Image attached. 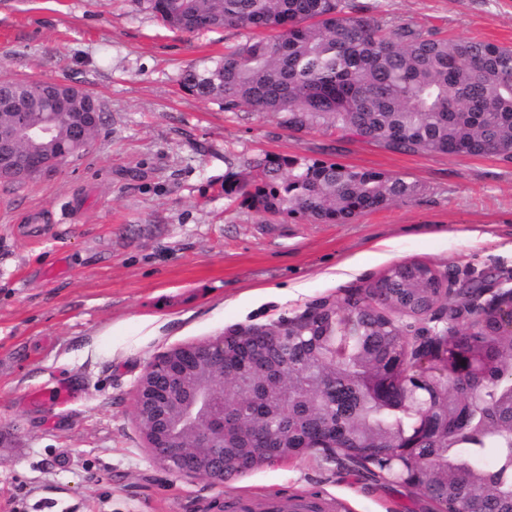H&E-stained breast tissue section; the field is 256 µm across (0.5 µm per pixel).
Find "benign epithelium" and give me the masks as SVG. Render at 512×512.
Listing matches in <instances>:
<instances>
[{
	"mask_svg": "<svg viewBox=\"0 0 512 512\" xmlns=\"http://www.w3.org/2000/svg\"><path fill=\"white\" fill-rule=\"evenodd\" d=\"M48 111L37 117L16 100L0 113V178L39 179L52 171L55 160L38 150L19 154L21 141L40 147L56 144L55 117L79 105V97L66 87L49 95ZM91 112L75 113L69 142H85ZM475 306L484 315L497 318L499 326L512 334V289H501ZM321 312L318 303L303 312L266 326L270 340L280 346L284 331L306 325ZM244 335L232 329L220 336L173 346L155 357L139 377L135 389L134 419L153 460L181 476L205 478L213 484L225 482L228 446L224 440V347ZM190 433L199 440V449L182 445Z\"/></svg>",
	"mask_w": 512,
	"mask_h": 512,
	"instance_id": "obj_1",
	"label": "benign epithelium"
}]
</instances>
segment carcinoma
<instances>
[{"label":"carcinoma","mask_w":512,"mask_h":512,"mask_svg":"<svg viewBox=\"0 0 512 512\" xmlns=\"http://www.w3.org/2000/svg\"><path fill=\"white\" fill-rule=\"evenodd\" d=\"M132 2L182 33L271 32L182 71L184 90L226 112L271 113L293 132L336 130L401 153L512 158L511 48L436 38L349 0ZM26 85L1 80L0 99L23 96ZM416 192L402 177L280 155L265 156L250 176H224L226 197L322 224H348ZM437 285L426 263L388 267L366 295H348L305 328L306 343L269 391L260 363L272 355L229 346L224 392H255L245 414L227 421L230 438L250 430L269 444L271 414H286L298 457L318 455L308 449L318 437L335 445L337 466L375 484L394 481L401 464L441 470L446 483L430 497L439 512H453L478 488L487 512H512V436L499 426L512 411V337L478 314L448 327V349H467L484 370L469 395L451 365L435 372L424 365L431 352L399 353L386 340L422 318ZM405 436L420 447H392Z\"/></svg>","instance_id":"cac0c4a2"}]
</instances>
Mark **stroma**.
<instances>
[{"mask_svg": "<svg viewBox=\"0 0 512 512\" xmlns=\"http://www.w3.org/2000/svg\"><path fill=\"white\" fill-rule=\"evenodd\" d=\"M438 38L512 48V0H366ZM164 26L132 0H0V79L93 94L85 152L14 189L0 181V512H211L242 494L319 493L347 512H434L313 456L224 485L153 461L134 420L147 364L168 348L343 302L404 261L456 288H512V160L399 153L183 90L191 63L244 42ZM268 153L414 182L409 201L348 224L225 198L224 174ZM66 384L63 405L29 396Z\"/></svg>", "mask_w": 512, "mask_h": 512, "instance_id": "stroma-1", "label": "stroma"}]
</instances>
